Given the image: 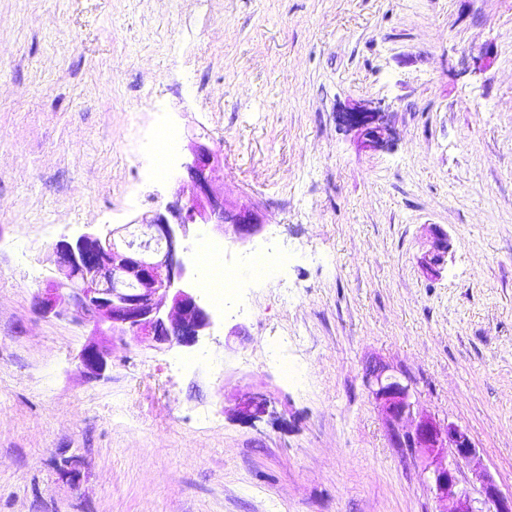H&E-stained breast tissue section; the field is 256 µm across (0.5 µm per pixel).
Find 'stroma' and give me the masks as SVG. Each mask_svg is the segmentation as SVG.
<instances>
[{
    "label": "stroma",
    "instance_id": "stroma-1",
    "mask_svg": "<svg viewBox=\"0 0 512 512\" xmlns=\"http://www.w3.org/2000/svg\"><path fill=\"white\" fill-rule=\"evenodd\" d=\"M377 101L395 135L365 149L337 115ZM193 139L263 228L184 247L297 260L196 345L128 336L87 377L88 328L36 307L53 247L189 198ZM374 360L512 491V0H0V512H438ZM450 243L446 233L436 231L432 241L431 249L426 259V264L431 272H438L445 264V258L448 256ZM271 401L262 393L247 395L238 407V414L244 421H254L269 412Z\"/></svg>",
    "mask_w": 512,
    "mask_h": 512
}]
</instances>
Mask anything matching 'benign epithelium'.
<instances>
[{
	"instance_id": "1",
	"label": "benign epithelium",
	"mask_w": 512,
	"mask_h": 512,
	"mask_svg": "<svg viewBox=\"0 0 512 512\" xmlns=\"http://www.w3.org/2000/svg\"><path fill=\"white\" fill-rule=\"evenodd\" d=\"M385 116L379 102L341 113L345 126L356 131L361 144L370 149L383 148L393 138ZM191 153L192 162L186 165L194 184L191 198L140 221L149 236L165 243L164 249L120 244L124 226L104 235L87 233L63 240L54 248L61 278L46 283L39 308L47 316L66 315L93 324L94 335L102 341L88 342L78 356L80 368L89 376L98 377L105 371L108 338L134 336L149 349L192 346L211 327L209 310L196 292L182 286L186 274L182 239L189 225L212 224L238 240L255 235L262 227L254 211L227 209L218 185L219 153L198 143L191 145ZM449 247L448 235L436 232L426 259L430 271L437 272L445 264ZM366 383L393 446L426 462L430 488L444 503L441 512H512V492L503 493L481 466L468 432L418 409L405 373L374 361L366 369ZM270 404L266 395L254 393L239 403L238 414L244 421H254L269 412ZM464 464L479 484L476 497L460 487Z\"/></svg>"
}]
</instances>
